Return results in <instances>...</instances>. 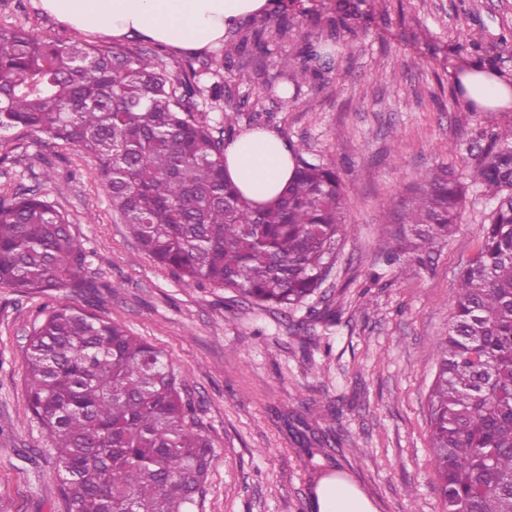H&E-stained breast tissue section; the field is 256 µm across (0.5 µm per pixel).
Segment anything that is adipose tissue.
<instances>
[{"instance_id": "1", "label": "adipose tissue", "mask_w": 512, "mask_h": 512, "mask_svg": "<svg viewBox=\"0 0 512 512\" xmlns=\"http://www.w3.org/2000/svg\"><path fill=\"white\" fill-rule=\"evenodd\" d=\"M41 9L82 33L141 37L172 50L201 52L219 47L241 21L267 13L269 0H40ZM459 77L482 111L512 106V79L472 70ZM288 145L267 130H253L224 146V174L253 206L276 197L294 176ZM316 512H377L353 482L322 477L315 487Z\"/></svg>"}]
</instances>
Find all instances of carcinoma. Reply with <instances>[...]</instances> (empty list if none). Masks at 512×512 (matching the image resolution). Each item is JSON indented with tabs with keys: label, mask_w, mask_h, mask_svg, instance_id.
I'll list each match as a JSON object with an SVG mask.
<instances>
[{
	"label": "carcinoma",
	"mask_w": 512,
	"mask_h": 512,
	"mask_svg": "<svg viewBox=\"0 0 512 512\" xmlns=\"http://www.w3.org/2000/svg\"><path fill=\"white\" fill-rule=\"evenodd\" d=\"M256 18L202 68L255 62L287 30ZM322 56L311 44L280 58L299 93ZM201 90L156 58L0 28V132L25 127L78 147L139 247L189 282L289 308L319 290L343 231L334 168L294 152L295 175L255 208L224 176L225 140L255 104L243 97L212 126ZM472 182L512 187V125L491 135ZM395 213L430 246L458 227L466 186L443 169ZM90 255L69 220L37 193L0 198V288L17 294L89 287ZM33 420L52 441L67 512H191L212 446L163 352L73 305L50 308L26 349ZM429 395L436 492L446 512H512V197L482 229L459 273L448 338Z\"/></svg>",
	"instance_id": "carcinoma-1"
}]
</instances>
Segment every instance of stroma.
I'll return each mask as SVG.
<instances>
[{
    "label": "stroma",
    "instance_id": "stroma-1",
    "mask_svg": "<svg viewBox=\"0 0 512 512\" xmlns=\"http://www.w3.org/2000/svg\"><path fill=\"white\" fill-rule=\"evenodd\" d=\"M344 28L324 23L335 9ZM288 31L263 60L310 42L327 64L281 106L259 80L198 76L224 85V109L257 100L240 132L265 129L304 158L334 166L344 184L346 231L320 290L292 308L259 307L237 292L188 283L142 251L112 208L98 169L77 147L23 128L0 134V198L32 190L53 202L91 254L93 291L20 295L0 288V500L11 512H65L50 439L31 418L25 349L46 308L81 307L161 349L214 449L193 512H314L312 494L330 473L349 477L378 512H445L435 490L428 396L433 349L448 335L458 276L478 249L496 204L468 185L455 233L430 249L395 250L399 227L381 204H401L437 167L465 178L480 159L473 140L512 124V109L481 112L453 93L450 71L483 37L487 68L512 75V0H276ZM0 26L24 27L102 49L152 53L175 75L200 53L140 38L78 35L39 0H0ZM336 311L333 326L311 309ZM328 439L308 456L306 441Z\"/></svg>",
    "mask_w": 512,
    "mask_h": 512
}]
</instances>
